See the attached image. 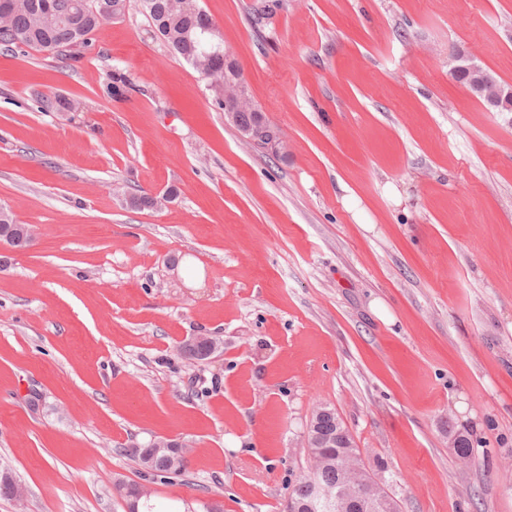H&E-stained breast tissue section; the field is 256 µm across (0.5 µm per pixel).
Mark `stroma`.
I'll return each mask as SVG.
<instances>
[{"label": "stroma", "instance_id": "obj_1", "mask_svg": "<svg viewBox=\"0 0 512 512\" xmlns=\"http://www.w3.org/2000/svg\"><path fill=\"white\" fill-rule=\"evenodd\" d=\"M199 4L278 151L136 0L81 59L0 47V205L36 231L0 247V472L25 492L0 512H125L117 478L166 512H282L320 404L400 512H512V112L448 73L512 84V0ZM193 336L224 350L187 361ZM159 437L182 474L144 475ZM452 62L454 65L451 66L449 69V74L453 77H455L460 71H468L470 72L477 80V83L474 85L475 89L479 90L480 92L487 90V95L490 96L491 104L494 102H497L498 100H502L505 104L507 100H510L512 97V90L509 89L506 92H501L497 88L489 87V84L487 82V74L492 79L493 82L496 83H503L491 70H487V74L484 73L481 69L480 64L476 62V60L473 57L470 56H464V55H457L453 57ZM488 107L494 109V107L491 104L485 103ZM507 109L503 111L498 112H511L508 111L510 109V105L505 104ZM241 103V100L238 98L230 97L226 93H224V115L225 118H229L230 120H234L235 113L237 112V106ZM258 108L251 99H246L241 103V110L237 112V116L235 121V126L239 131L243 132L244 130L251 129L254 126H257L261 120L263 119L266 123L271 125L269 121L266 119L263 112H256L253 108ZM260 110V109H259ZM272 126V125H271ZM448 446L453 449L456 458L464 464L472 462L474 458V446L470 435L449 430ZM168 447H171L169 454H161L154 456L150 448H136L133 450L134 455L137 457L141 466H148L149 463L152 464L154 470L160 471L155 473H164L168 471V464L171 462V459L176 460V452L173 448H185V446L174 439H168ZM166 474V473H164Z\"/></svg>", "mask_w": 512, "mask_h": 512}]
</instances>
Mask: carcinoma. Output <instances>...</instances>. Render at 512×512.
Masks as SVG:
<instances>
[{"instance_id":"obj_1","label":"carcinoma","mask_w":512,"mask_h":512,"mask_svg":"<svg viewBox=\"0 0 512 512\" xmlns=\"http://www.w3.org/2000/svg\"><path fill=\"white\" fill-rule=\"evenodd\" d=\"M148 11L156 35L178 56L193 64H203L196 70L206 71V80L224 87V41L208 15L198 6V0H152ZM105 21L98 9V0H0V47L6 49L27 46L50 53L78 59L91 46L90 35ZM134 89L122 73L112 74L108 87L114 97H122ZM265 118L246 99L237 112L235 126L239 131L251 129ZM159 197L150 193L129 196V206L153 209ZM6 227H0V240L10 243L26 235L27 225L17 223L13 216L3 217ZM309 466L288 492L286 512H308L315 503L316 490L327 491L337 502L329 512H355L358 502L372 504L379 512H399L397 502L391 501L383 469L365 472L361 451L336 410L327 406L317 408L307 431ZM448 447L464 463L474 458L473 442L469 435L448 430ZM134 455L140 465H152L162 473L168 471L172 459L177 468L184 469L185 457L167 454L153 455L149 448H136Z\"/></svg>"}]
</instances>
